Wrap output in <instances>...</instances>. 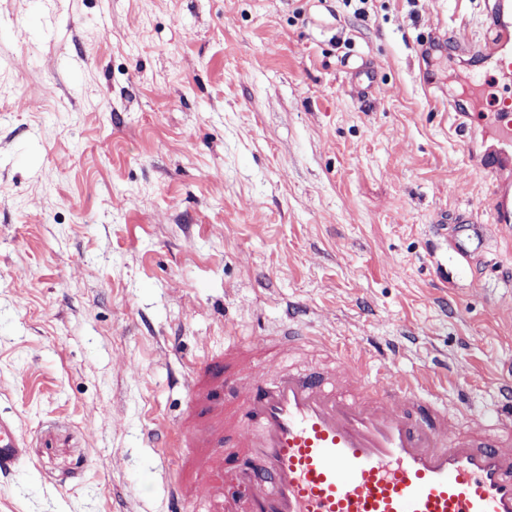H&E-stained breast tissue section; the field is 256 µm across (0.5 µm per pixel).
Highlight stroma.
Returning <instances> with one entry per match:
<instances>
[{
	"label": "stroma",
	"mask_w": 512,
	"mask_h": 512,
	"mask_svg": "<svg viewBox=\"0 0 512 512\" xmlns=\"http://www.w3.org/2000/svg\"><path fill=\"white\" fill-rule=\"evenodd\" d=\"M0 0V414L28 444L0 512H168L192 364L286 325L367 368L465 388L512 376L499 150L467 101L484 0ZM444 50L430 49L441 32ZM367 60L360 96L346 59ZM489 226L464 260L436 227ZM501 156L494 164H487L483 157H480V168L492 177V188L490 193V221L492 224H504L510 226L512 223V190L509 184L502 177V167L505 160Z\"/></svg>",
	"instance_id": "1"
}]
</instances>
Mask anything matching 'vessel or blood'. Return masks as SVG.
<instances>
[{
	"instance_id": "vessel-or-blood-1",
	"label": "vessel or blood",
	"mask_w": 512,
	"mask_h": 512,
	"mask_svg": "<svg viewBox=\"0 0 512 512\" xmlns=\"http://www.w3.org/2000/svg\"><path fill=\"white\" fill-rule=\"evenodd\" d=\"M483 41L469 50L491 71L477 82L504 88L489 98L499 141L512 144V0H486ZM502 162L492 178L490 221L512 223V186ZM484 227L458 214L450 237L462 257L477 252ZM312 337L289 329L278 339L232 338L224 356L202 364L192 381L194 406L163 442L181 457L209 449L200 481L170 486V512L205 498V512H512V431L490 443L461 434L448 420L444 393L407 377L370 378L338 347L339 372L314 375L288 366L261 373L254 355L290 351ZM26 440L0 415V473L20 472Z\"/></svg>"
}]
</instances>
